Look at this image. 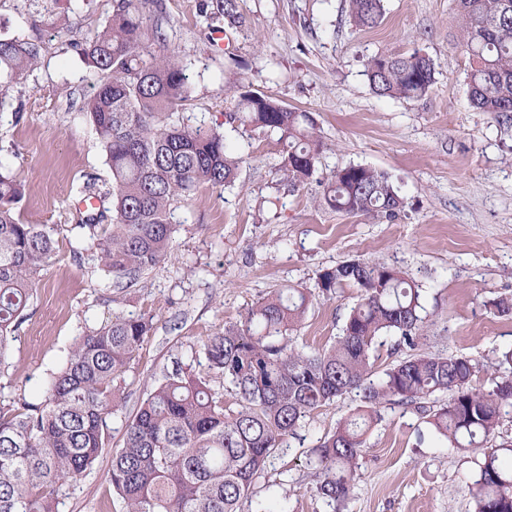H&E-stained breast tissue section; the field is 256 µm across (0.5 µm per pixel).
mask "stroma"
Masks as SVG:
<instances>
[{
	"label": "stroma",
	"instance_id": "1",
	"mask_svg": "<svg viewBox=\"0 0 512 512\" xmlns=\"http://www.w3.org/2000/svg\"><path fill=\"white\" fill-rule=\"evenodd\" d=\"M165 44L182 59L190 96L182 124L220 130L242 157L225 189L200 187L175 207L171 249L137 284L117 294L92 251L74 257L80 190L100 192L111 174L84 114L99 76L81 50L111 17L115 0H61L54 27L35 26L34 0H0V33L35 39L37 67L11 91L0 112V165L25 185L21 218L60 228L55 255L35 288L16 333L0 405L34 395L66 361L76 339L115 315L154 317L135 353L112 411L109 449L93 472L57 487L56 512H124L109 491L112 453L126 424L164 376L207 373L208 336L243 321L278 288L314 287L324 269L350 260L383 262L426 290L428 353L463 355L480 364L473 388L493 387L497 356L512 348V315L493 300L512 295V127L475 111L467 96V57L456 46L454 0H385L370 29L353 26L346 0H237L240 26L228 45L213 37L216 0H161ZM420 51L435 65L423 99L375 96L364 75L375 55ZM251 86L279 103L310 112L324 149L319 180L289 187L276 137L228 123L233 90ZM23 114L14 122L13 111ZM362 164L386 172L409 202L395 222L353 216L321 201L320 183ZM358 300L356 288L317 299L294 333L306 352L328 347ZM361 403L351 392L317 409L287 438L255 486L283 512H327L307 460L322 436ZM367 438L346 512H473L474 465L437 437L417 442L422 421L388 405Z\"/></svg>",
	"mask_w": 512,
	"mask_h": 512
}]
</instances>
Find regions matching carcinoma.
I'll use <instances>...</instances> for the list:
<instances>
[{
	"mask_svg": "<svg viewBox=\"0 0 512 512\" xmlns=\"http://www.w3.org/2000/svg\"><path fill=\"white\" fill-rule=\"evenodd\" d=\"M39 2L38 22L54 25L59 0ZM348 2L357 27H373L384 16V0ZM153 7L158 0H117L112 18L82 49L100 74L86 114L111 173L112 201L107 206L99 199L75 229L119 290L166 257L174 205L203 185L234 184L241 162L224 134L181 124L188 75L175 54L155 49L164 38L151 22ZM216 7L225 23H240L236 0H217ZM456 15L458 46L469 60V103L507 125L512 0H456ZM40 56L38 42L0 35L1 107ZM365 68L380 97L418 100L435 82L434 62L418 51L374 56ZM236 99L228 122L276 135L283 145L281 169L292 186L320 182L323 142L310 113L243 85ZM322 186L323 202L350 215L393 222L407 207L389 175L369 166L340 168ZM23 191L18 177L0 166V369L60 233L56 225L20 219ZM346 286L358 289L359 301L334 342L316 353L292 346L289 333L305 320L313 299L330 298ZM425 312L424 290L405 272L359 259L322 271L312 290L266 295L242 323L203 343L208 370L224 377L240 409H224V399L204 377H165L126 424L124 446L112 455V490L126 512H246L255 480L284 438L296 435L315 410L355 390L362 404L320 439L309 459L317 495L331 512H342L349 500L361 448L387 404L421 415L420 443L433 433L456 452L482 447L500 427L502 406H512V348L498 356L509 370L488 391L471 386L479 364L457 355L412 353L372 379L377 340L389 336L398 349H416ZM152 329L151 316H113L79 337L38 396L0 408V512H56V486L77 483L93 469L108 444L112 409L121 401L117 380ZM502 453L512 454V443L474 459L473 512H512V466L504 465Z\"/></svg>",
	"mask_w": 512,
	"mask_h": 512,
	"instance_id": "1",
	"label": "carcinoma"
}]
</instances>
